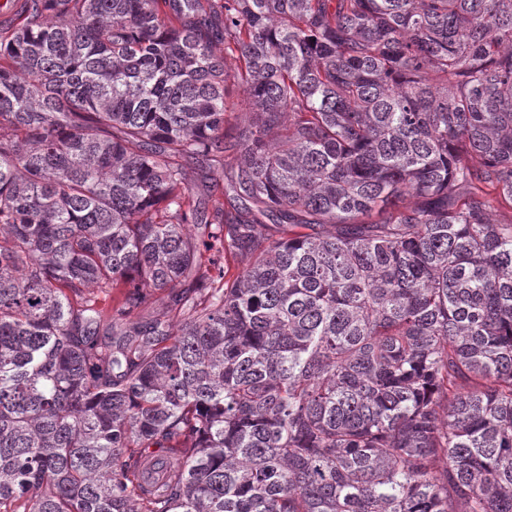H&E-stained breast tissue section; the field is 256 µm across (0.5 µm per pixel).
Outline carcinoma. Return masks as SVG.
<instances>
[{"mask_svg":"<svg viewBox=\"0 0 512 512\" xmlns=\"http://www.w3.org/2000/svg\"><path fill=\"white\" fill-rule=\"evenodd\" d=\"M0 7V512H512V0Z\"/></svg>","mask_w":512,"mask_h":512,"instance_id":"carcinoma-1","label":"carcinoma"}]
</instances>
